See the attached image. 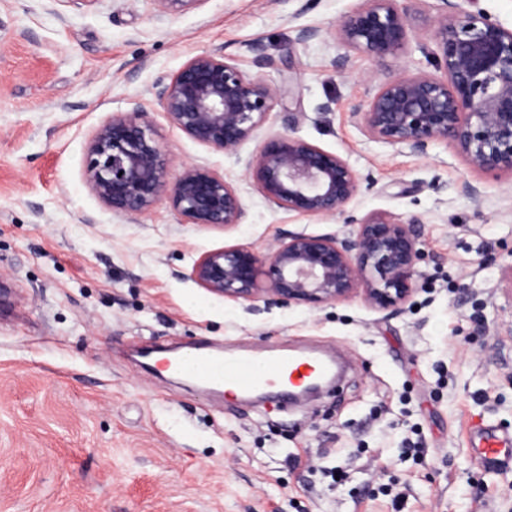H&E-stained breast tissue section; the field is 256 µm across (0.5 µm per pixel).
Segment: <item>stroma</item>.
Returning a JSON list of instances; mask_svg holds the SVG:
<instances>
[{
  "instance_id": "obj_1",
  "label": "stroma",
  "mask_w": 512,
  "mask_h": 512,
  "mask_svg": "<svg viewBox=\"0 0 512 512\" xmlns=\"http://www.w3.org/2000/svg\"><path fill=\"white\" fill-rule=\"evenodd\" d=\"M361 4L205 0L169 21L153 0H58L52 12L0 0V512H512V462L482 464L468 447L480 426L512 434V175L477 173L443 142L417 156L361 133L355 114L380 82L435 73L441 2L399 0L409 42L383 58L333 39ZM303 27L321 38L298 43ZM203 51L280 91L239 155L289 131L342 156L360 178L343 212L270 207L238 155L170 123L157 87ZM134 95L171 171L226 177L243 224H190L165 201L118 217L91 192L89 140ZM326 101L332 112L317 113ZM375 214L415 222L428 254L399 314L359 294L318 308L233 302L189 277L205 252L264 255L283 229L343 235ZM273 343L338 351L352 368L313 398L231 405L140 358L199 345L259 356ZM417 437L424 456L402 455ZM339 461L349 478L333 484L320 469Z\"/></svg>"
}]
</instances>
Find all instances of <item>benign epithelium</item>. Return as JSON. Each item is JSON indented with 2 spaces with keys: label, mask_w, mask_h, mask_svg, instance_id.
<instances>
[{
  "label": "benign epithelium",
  "mask_w": 512,
  "mask_h": 512,
  "mask_svg": "<svg viewBox=\"0 0 512 512\" xmlns=\"http://www.w3.org/2000/svg\"><path fill=\"white\" fill-rule=\"evenodd\" d=\"M175 18L203 0H153ZM337 29L352 51L394 55L409 40L408 10L398 0H364ZM477 0H443L432 39L443 75L404 73L380 83L359 117L364 136L424 156L451 143L474 171L512 174V28L475 8ZM279 90L217 51L193 56L157 92L169 121L193 141L235 154L272 208L326 218L353 202L359 178L344 158L288 132L268 135L255 152L240 147L269 120ZM92 135L84 179L116 216H133L165 199L188 223L230 228L246 217L243 199L225 177L187 165L168 178V159L150 112L138 97ZM347 235L281 232L262 257L230 245L196 259L190 277L213 295L276 305L332 304L360 293L379 311L401 312L417 290L425 258L410 223L370 215Z\"/></svg>",
  "instance_id": "obj_1"
}]
</instances>
